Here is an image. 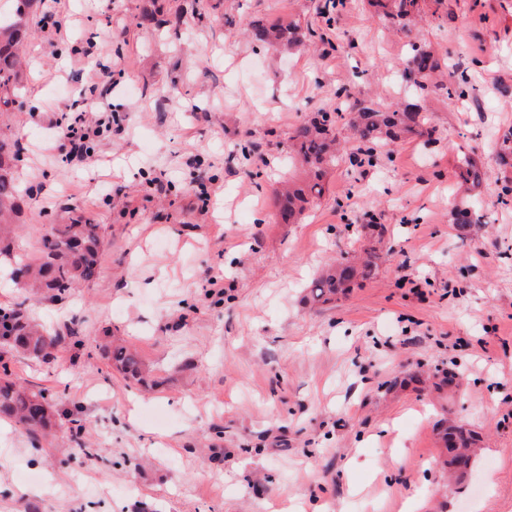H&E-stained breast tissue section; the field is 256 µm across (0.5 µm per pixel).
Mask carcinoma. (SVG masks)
<instances>
[{
  "instance_id": "carcinoma-1",
  "label": "carcinoma",
  "mask_w": 512,
  "mask_h": 512,
  "mask_svg": "<svg viewBox=\"0 0 512 512\" xmlns=\"http://www.w3.org/2000/svg\"><path fill=\"white\" fill-rule=\"evenodd\" d=\"M13 19L0 24V114L11 112L17 103L16 90L21 83L20 52L28 37L27 13L37 0H14ZM378 17L393 24L408 25L420 14L419 0H367ZM254 39L267 46L279 45L286 49L303 43L300 26L293 20L278 21L253 28ZM441 64L434 52L421 45L412 46L404 64L402 79L422 89ZM467 79L456 72H448V94L466 96ZM343 120L357 143L352 157L355 164L371 163L378 150L402 141L431 133L421 106H385L367 100H356L346 111L319 112L301 122L291 132V151L302 167V176L288 182V187L276 199L278 217L283 224H296L308 207L325 192V177L339 161V146L334 134L337 120ZM22 148L18 140L0 136V258L8 259L11 278L21 288L39 293V298L61 300L69 292L97 278L103 248L102 225L91 224L77 217L68 224H52L41 234L36 256L17 251L14 244V221L21 211L20 189L15 168L21 160ZM497 155L501 163L512 168V130L500 138ZM461 181L473 188L482 185L485 172L474 159L461 167ZM380 254L371 247L366 257L354 261L343 257L324 270L313 281L311 299L327 304L351 288L359 280L371 278L379 267ZM0 342L6 351L30 359L47 360L60 346L82 347L77 332L69 329L55 335L48 334L33 323L24 303L0 307ZM101 358L108 361L128 379L142 381L147 370L133 352L122 344L109 343L99 348ZM18 424L34 447L41 437L66 424L74 437L84 429L82 407L72 403L67 407L57 404L45 390L34 389L15 376L10 363L0 357V421ZM446 451L455 455L454 461L468 467L471 455L479 447L478 432L459 424L443 429Z\"/></svg>"
}]
</instances>
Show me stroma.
I'll return each mask as SVG.
<instances>
[{
	"instance_id": "stroma-1",
	"label": "stroma",
	"mask_w": 512,
	"mask_h": 512,
	"mask_svg": "<svg viewBox=\"0 0 512 512\" xmlns=\"http://www.w3.org/2000/svg\"><path fill=\"white\" fill-rule=\"evenodd\" d=\"M66 0L61 35L28 19L21 106L0 134L23 147L26 202L15 244L72 214L102 225L97 279L66 300H27L0 268V305L74 328L79 352L10 361L24 381L84 408L99 455L70 456L67 429L32 448L0 423V512H512V205L498 206L495 145L512 127V0H420L412 30L363 0ZM156 21L141 24L145 14ZM278 19L327 27L282 52L251 37ZM95 56H84L89 41ZM463 71L472 93L409 90L412 44ZM206 55H197L198 46ZM87 88L88 120L107 98L117 122L97 163L50 156L48 124ZM417 102L431 135L373 164L345 156L300 223L274 200L289 136L338 91ZM488 176L458 188L464 157ZM467 203L478 224L460 231ZM372 279L335 302H309L328 264L368 244ZM123 339L159 384L136 385L98 349ZM454 393L435 392L448 372ZM454 419L483 443L446 479L439 428Z\"/></svg>"
}]
</instances>
